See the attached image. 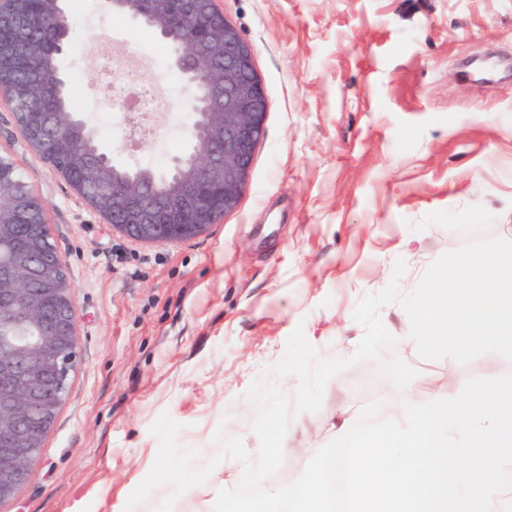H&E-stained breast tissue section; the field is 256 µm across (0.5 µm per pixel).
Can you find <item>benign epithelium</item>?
I'll return each instance as SVG.
<instances>
[{
    "mask_svg": "<svg viewBox=\"0 0 512 512\" xmlns=\"http://www.w3.org/2000/svg\"><path fill=\"white\" fill-rule=\"evenodd\" d=\"M167 0H105L143 23L160 21L159 36L181 31L173 66L188 91L191 151L173 160L169 172L185 186L163 202L153 200L129 179H112L103 197L87 198L100 212L112 208V228L142 243L192 241L234 211L249 186L254 152L265 130L266 98L252 47L224 14L219 0H178L180 11L167 13ZM202 46L223 67L199 74ZM70 127L52 145L50 159L63 158L77 170L70 150ZM39 256L25 263L0 262V503L13 499L41 454L44 439L69 389L77 356V308L66 315L43 312L36 273Z\"/></svg>",
    "mask_w": 512,
    "mask_h": 512,
    "instance_id": "1",
    "label": "benign epithelium"
}]
</instances>
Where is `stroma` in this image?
Returning a JSON list of instances; mask_svg holds the SVG:
<instances>
[{
  "instance_id": "stroma-1",
  "label": "stroma",
  "mask_w": 512,
  "mask_h": 512,
  "mask_svg": "<svg viewBox=\"0 0 512 512\" xmlns=\"http://www.w3.org/2000/svg\"><path fill=\"white\" fill-rule=\"evenodd\" d=\"M252 46L267 99L265 135L249 187L223 222L181 244L145 245L113 232L41 160L0 100V157L41 197L78 310L79 353L69 391L26 484L0 512H212L245 466L217 464L182 494L155 488L127 509L155 461L160 415L203 459L216 434L259 445L252 382L303 329L319 358L351 357L365 329L357 304L384 290L396 260L410 292L427 267L512 225V0H221ZM75 38L65 72L79 75L84 110L115 165L147 163L148 139L121 141L101 116V67L137 51L141 78L157 35L128 16L68 0ZM420 238L422 252L402 243ZM380 319L417 373L481 376L496 354L461 364L421 358L402 336L396 303ZM352 416L388 403L378 364L351 365L327 384Z\"/></svg>"
}]
</instances>
